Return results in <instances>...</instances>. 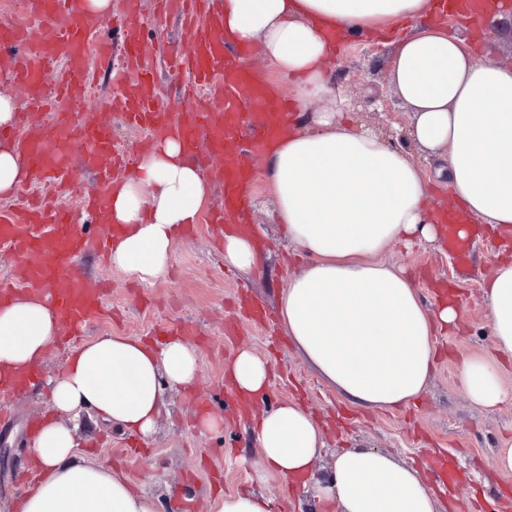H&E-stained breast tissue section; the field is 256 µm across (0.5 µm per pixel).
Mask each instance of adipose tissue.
Listing matches in <instances>:
<instances>
[{
	"label": "adipose tissue",
	"mask_w": 512,
	"mask_h": 512,
	"mask_svg": "<svg viewBox=\"0 0 512 512\" xmlns=\"http://www.w3.org/2000/svg\"><path fill=\"white\" fill-rule=\"evenodd\" d=\"M224 31L259 44L267 65L297 81L301 104L322 99L313 117L294 116L271 147L264 176L288 244L308 262L280 295L278 321L310 361L352 404L399 409L419 401L438 353L437 329L458 325L455 303L428 310L416 281L380 262L413 240L436 241L435 204L425 172L405 143L442 161L454 200L497 234H512V64L479 61L464 37L426 19L428 0H222ZM406 20L388 82L413 113L404 137L354 126L330 66L337 33H379ZM109 221L123 227L107 260L150 284L170 268L185 226L199 222L209 180L168 140L143 156L136 173L109 190ZM483 294L496 350L512 356V262L503 260ZM57 340L55 319L31 294L0 305V379L24 378ZM235 389L259 396L272 387L269 363L240 348L229 368ZM198 353L178 338L154 345L105 335L73 348L50 378V417L30 458L40 475L20 512H158L119 470L84 462L62 415L92 410L131 434L149 435L168 393L193 388ZM459 384L476 406L512 403L498 364L465 359ZM251 434L262 465L289 486L307 485L325 452V435L306 408L288 401L254 414ZM314 498L331 512H439L420 466L374 448L336 453Z\"/></svg>",
	"instance_id": "obj_1"
}]
</instances>
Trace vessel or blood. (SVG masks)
Masks as SVG:
<instances>
[{"mask_svg":"<svg viewBox=\"0 0 512 512\" xmlns=\"http://www.w3.org/2000/svg\"><path fill=\"white\" fill-rule=\"evenodd\" d=\"M84 0H22L20 18H0V69L22 90V106L11 130L31 183L54 193L78 197L81 209L55 206L49 200L0 210V248L17 259L12 273L0 277V302L18 292L44 298L56 314L61 344L76 342L83 329L99 319L107 290L75 271L78 259L108 249L114 226L104 223L107 192L126 168L125 154L115 146L106 121L90 117L93 81L88 59L112 57L121 39L131 77L112 98L114 117L146 131L144 148L168 137L179 139L188 153L199 141L209 146L210 178L224 190V208L210 221L223 226L234 215L246 230L253 182L265 163L288 100L266 74L247 65V48L224 38V19L217 0H154L152 23L163 29L177 19L189 35L187 48L171 50L165 68L185 82L189 114L169 111L161 101L153 64L157 46L144 35L140 0H125L113 36L102 35L103 20L88 15ZM436 13L491 18L512 9V0H434ZM80 161L97 175L94 185L81 183L72 163ZM91 213L95 229L82 223Z\"/></svg>","mask_w":512,"mask_h":512,"instance_id":"b4317fda","label":"vessel or blood"}]
</instances>
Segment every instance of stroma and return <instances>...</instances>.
Returning a JSON list of instances; mask_svg holds the SVG:
<instances>
[{"mask_svg": "<svg viewBox=\"0 0 512 512\" xmlns=\"http://www.w3.org/2000/svg\"><path fill=\"white\" fill-rule=\"evenodd\" d=\"M389 51V44L383 42L346 38L336 54V83L357 123L381 131H404L412 114L394 98L387 84ZM249 190L255 199L253 236L268 244L259 268L248 274L225 269L224 254L203 224L194 236L183 237L168 275L149 285L135 282L105 259L81 260L79 266L90 280L109 284L108 303L113 312L111 318L89 329L87 339L106 334L144 337L157 326L192 321L199 334L188 337L187 342L198 349L199 402H205L210 411L225 409L228 357L234 356L237 348L248 347L269 361L275 374L268 405L288 399L303 402L325 427L326 445L332 451L377 448L408 463L431 452L445 453L467 477L458 490L436 489L446 512H468L472 505L481 512H512V472L494 466L500 439L512 437V405L477 407L457 381L462 360L479 356L501 363L503 380L512 386V358H501L493 346L482 295L483 283L502 254L494 234L472 239L471 258L463 267L436 244L425 241L384 254V262L414 275L426 307L435 305L434 281L453 283L463 321L458 328L437 332L438 359L420 403L398 410L368 411L340 395L281 331L277 297L304 260L280 240L271 222V190L265 179L257 178ZM243 290L266 308L268 321L263 325L243 322L236 343L230 345L224 338V324L235 314L234 296ZM197 404L182 391L168 396L155 431L144 439L149 448L146 457L120 458L127 435L101 429L90 421L77 431L81 451L90 463L118 467L133 484L173 505L175 512H209L211 482L217 476L223 479L225 493L255 489L283 500L288 489L275 472L260 464L249 423L228 419L222 432H199ZM48 411L45 388H34L15 400L10 421L0 424V442L13 454L10 465L0 469V512H14L19 497L15 480L28 466L27 428L34 416Z\"/></svg>", "mask_w": 512, "mask_h": 512, "instance_id": "35a3bbf8", "label": "stroma"}]
</instances>
